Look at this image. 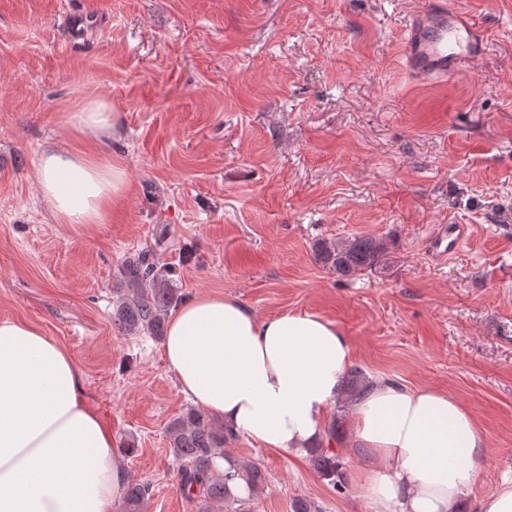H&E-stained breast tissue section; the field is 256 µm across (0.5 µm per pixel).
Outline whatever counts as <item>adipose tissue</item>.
<instances>
[{
    "instance_id": "adipose-tissue-1",
    "label": "adipose tissue",
    "mask_w": 512,
    "mask_h": 512,
    "mask_svg": "<svg viewBox=\"0 0 512 512\" xmlns=\"http://www.w3.org/2000/svg\"><path fill=\"white\" fill-rule=\"evenodd\" d=\"M64 122L99 137L118 117L92 98ZM125 189L120 165L58 148L39 158V195L63 223H105ZM164 357L182 395L227 429L301 456L324 434L352 350L318 314L261 319L235 299L202 294L171 315ZM350 415L352 441L370 460L358 485L375 512H459L488 445L468 408L375 378ZM122 482L112 431L70 353L31 324L1 321L0 512H115Z\"/></svg>"
}]
</instances>
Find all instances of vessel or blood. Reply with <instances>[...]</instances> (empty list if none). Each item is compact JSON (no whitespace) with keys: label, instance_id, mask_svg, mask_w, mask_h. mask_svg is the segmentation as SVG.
I'll list each match as a JSON object with an SVG mask.
<instances>
[{"label":"vessel or blood","instance_id":"obj_1","mask_svg":"<svg viewBox=\"0 0 512 512\" xmlns=\"http://www.w3.org/2000/svg\"><path fill=\"white\" fill-rule=\"evenodd\" d=\"M484 34L459 8L434 0L430 11L415 15L404 36V66L415 77L441 81L481 59ZM465 237L462 225L439 230L430 246L441 256L452 254Z\"/></svg>","mask_w":512,"mask_h":512}]
</instances>
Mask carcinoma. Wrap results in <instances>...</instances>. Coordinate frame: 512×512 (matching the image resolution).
Instances as JSON below:
<instances>
[{
  "instance_id": "cac0c4a2",
  "label": "carcinoma",
  "mask_w": 512,
  "mask_h": 512,
  "mask_svg": "<svg viewBox=\"0 0 512 512\" xmlns=\"http://www.w3.org/2000/svg\"><path fill=\"white\" fill-rule=\"evenodd\" d=\"M382 249L380 241L368 236H354L343 241H322L315 245V258L324 267L341 276H349L371 266ZM119 296L112 310V323L124 335L148 334L163 338L169 311L182 301V295L171 280L158 268L152 250L145 249L124 262L117 287ZM368 380L361 369H351L342 391L344 400L355 401L363 396ZM171 447L183 462L181 489L195 493L202 502V512H212V504L228 497L229 475L216 465L224 456V442L236 434L206 413L188 408L166 427ZM336 426L328 429L325 443L310 451L314 469L321 477L338 486L343 475V462L332 450ZM235 476L253 490H258L265 476L249 460H237ZM150 487L144 482L130 481L123 493V512H143Z\"/></svg>"
}]
</instances>
